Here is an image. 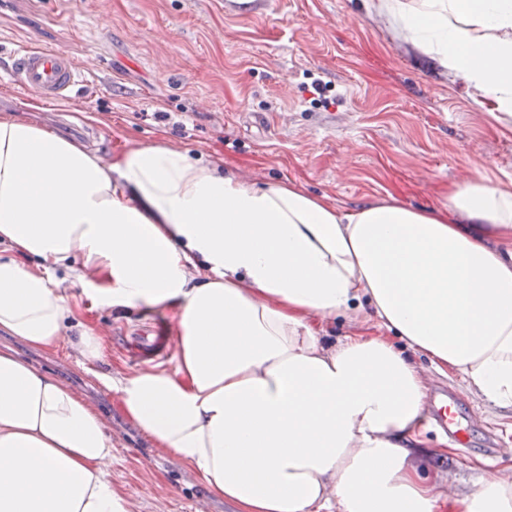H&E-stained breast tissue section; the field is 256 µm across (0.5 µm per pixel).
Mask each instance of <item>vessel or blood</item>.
<instances>
[{
	"label": "vessel or blood",
	"instance_id": "b4317fda",
	"mask_svg": "<svg viewBox=\"0 0 512 512\" xmlns=\"http://www.w3.org/2000/svg\"><path fill=\"white\" fill-rule=\"evenodd\" d=\"M9 76L21 90L34 92L43 99L60 103L67 101L82 81L79 66L67 56L43 47L21 46L10 53ZM136 345L148 360L159 361L167 354V339L162 326L151 325L142 329ZM440 408L433 415L436 426L447 436L465 441L454 411V399L448 390H440Z\"/></svg>",
	"mask_w": 512,
	"mask_h": 512
}]
</instances>
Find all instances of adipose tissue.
Segmentation results:
<instances>
[{
  "instance_id": "obj_1",
  "label": "adipose tissue",
  "mask_w": 512,
  "mask_h": 512,
  "mask_svg": "<svg viewBox=\"0 0 512 512\" xmlns=\"http://www.w3.org/2000/svg\"><path fill=\"white\" fill-rule=\"evenodd\" d=\"M397 39L512 128V0H373ZM116 310L172 314L174 371H97L92 330L53 277ZM352 333L329 337L336 317ZM0 329L61 343L159 452L237 512H512V479L441 490L427 472L414 356L512 411V186L481 174L444 207L351 210L260 185L189 152L112 165L0 114ZM102 415L0 349V512H133L112 485Z\"/></svg>"
}]
</instances>
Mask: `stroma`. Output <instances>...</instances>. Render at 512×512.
<instances>
[{"mask_svg":"<svg viewBox=\"0 0 512 512\" xmlns=\"http://www.w3.org/2000/svg\"><path fill=\"white\" fill-rule=\"evenodd\" d=\"M33 44L83 70L65 107L19 92L7 75L12 48ZM327 85L328 104L304 93ZM53 129L112 162L121 151L165 145L205 155L233 175L294 183L343 208L387 198L441 206L448 186L480 170L512 183V131L473 105L467 87L396 39L364 0H0V113ZM57 277L77 322L108 339L102 370L132 373L131 328L170 323L168 311L92 307L66 270ZM67 382L105 418L112 485L133 512H212L234 505L157 452L123 414L113 391L67 347L36 350L0 330V348ZM432 388L454 391L462 448L428 426L430 470L451 473L457 493L505 466L486 460V438L512 444V412L461 391L430 371Z\"/></svg>","mask_w":512,"mask_h":512,"instance_id":"obj_1","label":"stroma"}]
</instances>
